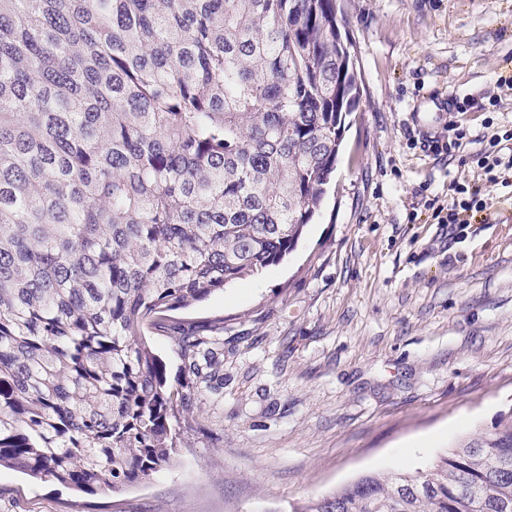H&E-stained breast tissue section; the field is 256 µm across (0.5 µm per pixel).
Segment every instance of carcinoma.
<instances>
[{"instance_id": "1", "label": "carcinoma", "mask_w": 512, "mask_h": 512, "mask_svg": "<svg viewBox=\"0 0 512 512\" xmlns=\"http://www.w3.org/2000/svg\"><path fill=\"white\" fill-rule=\"evenodd\" d=\"M336 26V0H0V465L97 496L170 462L185 396L144 325L312 221L360 95ZM291 512H512V416Z\"/></svg>"}]
</instances>
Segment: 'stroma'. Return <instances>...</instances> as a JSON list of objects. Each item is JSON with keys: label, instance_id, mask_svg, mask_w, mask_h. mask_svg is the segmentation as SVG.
I'll return each instance as SVG.
<instances>
[{"label": "stroma", "instance_id": "1", "mask_svg": "<svg viewBox=\"0 0 512 512\" xmlns=\"http://www.w3.org/2000/svg\"><path fill=\"white\" fill-rule=\"evenodd\" d=\"M360 96L319 210L279 263L169 319L212 340L188 372L164 325L144 328L186 397L171 461L84 496L0 467V512H291L373 472L428 471L512 414V185L436 158L454 97H501L464 126L512 127V0H338ZM467 181L493 200L449 236L425 202Z\"/></svg>", "mask_w": 512, "mask_h": 512}]
</instances>
